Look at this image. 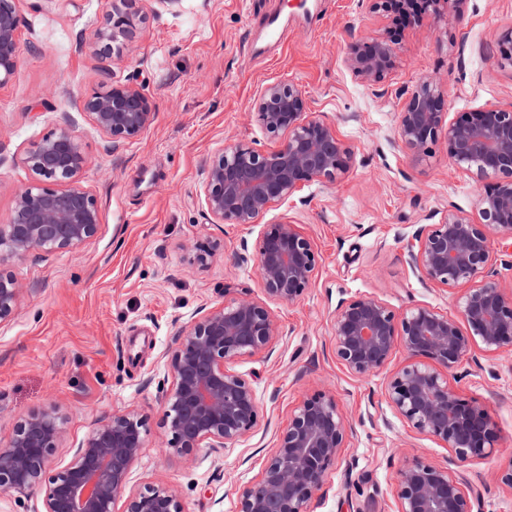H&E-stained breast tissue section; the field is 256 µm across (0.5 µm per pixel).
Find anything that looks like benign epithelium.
Returning <instances> with one entry per match:
<instances>
[{
	"mask_svg": "<svg viewBox=\"0 0 512 512\" xmlns=\"http://www.w3.org/2000/svg\"><path fill=\"white\" fill-rule=\"evenodd\" d=\"M136 0H112L97 39L112 44L135 41L142 14ZM23 18L12 0H0V87L15 73ZM397 62L385 37L360 39L349 47L347 66L378 82ZM446 93L423 78L399 112L398 138L420 159L445 144L459 169L492 176L478 192L479 218L450 210L436 224L419 228L407 243L420 281L453 290L459 318L428 305L397 312L373 296L342 301L336 309V359L353 376L382 371L396 346L409 361L386 379L385 401L414 430L450 448L453 458L438 467L422 458L401 469L397 512H481V495L468 488L457 467L488 457L500 435L487 409L461 397L449 380L475 347L512 351V297L495 280L498 239L512 251V111L486 105L447 121ZM90 121L111 143L132 140L155 119L152 101L136 84L112 82L84 101ZM255 118L277 138L259 151L237 142L214 154L207 166L204 203L214 224L260 226L256 240L263 298L241 297L186 323L176 337L168 368L170 387L160 404L167 447L178 454L197 448H229L257 425L259 404L252 384L232 370L243 356L260 355L279 336L270 304H292L315 282L318 253L311 238L285 218L262 223L305 185L333 184L355 166L354 148L335 127L307 112L302 90L272 83L259 95ZM25 163L32 181L20 189L10 222L0 225V323L16 315L23 288L6 263L33 250H77L93 237L99 211L93 195L79 186L88 160L68 116L56 132L38 142ZM224 250L218 239L195 242L189 266L203 268ZM147 417L134 408L101 420L67 466L47 474L49 457L64 435L54 411L29 415L14 426L0 449V490L26 495L43 492V512H184L172 488H129L130 474L148 444ZM347 422L336 398L315 392L291 411L259 477L239 488L235 512H311L310 504L348 447Z\"/></svg>",
	"mask_w": 512,
	"mask_h": 512,
	"instance_id": "1",
	"label": "benign epithelium"
}]
</instances>
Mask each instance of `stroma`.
<instances>
[{
	"label": "stroma",
	"mask_w": 512,
	"mask_h": 512,
	"mask_svg": "<svg viewBox=\"0 0 512 512\" xmlns=\"http://www.w3.org/2000/svg\"><path fill=\"white\" fill-rule=\"evenodd\" d=\"M24 18L20 59L0 87V225L16 189L31 181L28 152L62 116L88 158L80 184L100 211L96 235L74 252L33 251L9 265L24 295L0 324V448L15 423L55 410L65 435L51 469L67 466L98 421L136 408L148 419V446L131 486L174 489L184 512H234L239 487L253 481L307 395L335 396L351 431L312 512H396L395 486L406 460L447 466L449 449L411 429L385 402V375L360 380L332 347L339 301L374 296L395 311L429 305L456 315L457 291L421 283L406 243L450 208L472 214L480 179L452 164L444 145L415 159L397 136L399 112L421 78L448 95V115L493 104L512 109V0H449L440 18L405 25L373 0H137L145 20L132 51L113 53L104 73L93 43L112 0H15ZM276 9L283 39L256 21ZM383 35L397 64L368 81L344 60L352 42ZM139 84L157 117L135 139L109 148L84 99L113 80ZM293 82L307 110L333 124L356 151V165L333 184L305 186L271 218L288 217L313 240L319 268L312 288L273 313L281 337L266 355L234 365L259 403L254 431L235 447L165 452L160 397L182 325L234 297L261 295L256 233L211 223L204 204L207 164L238 141H271L255 103L270 83ZM223 241L224 252L189 270L190 246ZM450 382L482 404L500 433L488 457L461 467L483 495L482 512H512L498 482L512 466V353L474 348Z\"/></svg>",
	"instance_id": "35a3bbf8"
}]
</instances>
